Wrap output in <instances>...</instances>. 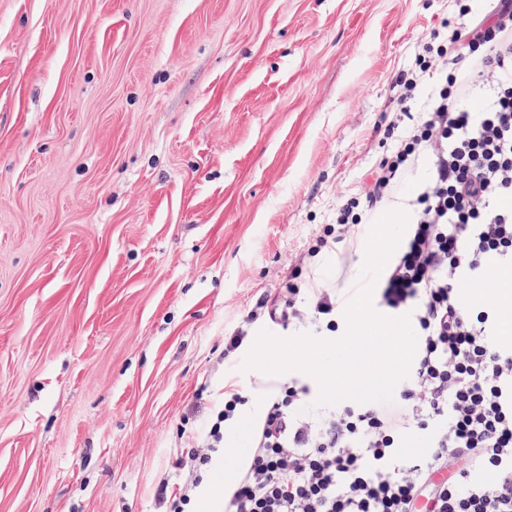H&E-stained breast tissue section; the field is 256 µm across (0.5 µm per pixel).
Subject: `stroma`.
Instances as JSON below:
<instances>
[{"label": "stroma", "mask_w": 512, "mask_h": 512, "mask_svg": "<svg viewBox=\"0 0 512 512\" xmlns=\"http://www.w3.org/2000/svg\"><path fill=\"white\" fill-rule=\"evenodd\" d=\"M457 0H0V512H162L224 329L383 152Z\"/></svg>", "instance_id": "1"}]
</instances>
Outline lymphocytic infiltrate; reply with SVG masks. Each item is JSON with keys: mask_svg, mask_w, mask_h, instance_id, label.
Wrapping results in <instances>:
<instances>
[{"mask_svg": "<svg viewBox=\"0 0 512 512\" xmlns=\"http://www.w3.org/2000/svg\"><path fill=\"white\" fill-rule=\"evenodd\" d=\"M416 64L394 81L390 152L307 250L335 252L427 162L413 220L383 272L385 306L409 316L418 337L410 376L390 402L345 401L327 413L307 411V387L283 384L254 424L250 464L225 512H512V347L493 345L495 316L458 291L490 269H512V0H490L482 15L462 6L458 26L424 42ZM477 86L490 98L475 112L465 102ZM287 292L283 301L260 297L225 332V357L249 347L261 318L336 330L335 294L310 286L300 308L298 285ZM248 402L240 386L225 387L204 446L187 452L191 465L170 512H186ZM409 437L424 438L426 451L404 456Z\"/></svg>", "mask_w": 512, "mask_h": 512, "instance_id": "obj_1", "label": "lymphocytic infiltrate"}]
</instances>
